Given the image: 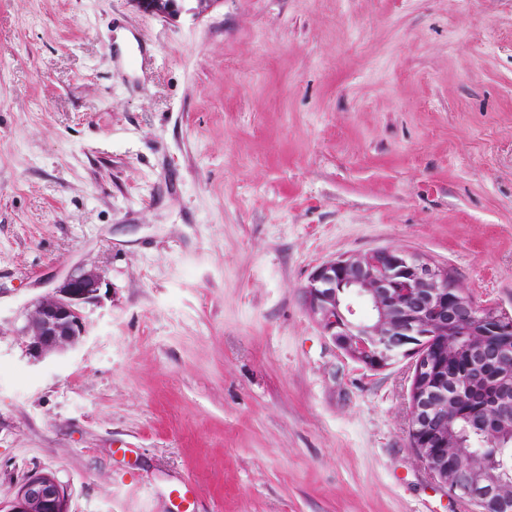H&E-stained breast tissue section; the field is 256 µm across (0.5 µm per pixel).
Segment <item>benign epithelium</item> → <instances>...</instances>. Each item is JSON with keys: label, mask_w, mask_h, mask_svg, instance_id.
<instances>
[{"label": "benign epithelium", "mask_w": 512, "mask_h": 512, "mask_svg": "<svg viewBox=\"0 0 512 512\" xmlns=\"http://www.w3.org/2000/svg\"><path fill=\"white\" fill-rule=\"evenodd\" d=\"M145 12L175 16L182 0H135ZM103 283L95 268L80 269L35 302L22 328L35 358L74 347L85 333L83 310L99 300ZM358 298L370 318L356 322L350 297ZM305 302L335 346L371 370L412 358L409 436L420 461L452 495L480 512H512V498L500 493L495 471L512 465L497 438L512 432V315L480 305L433 261L396 248L361 256L338 257L319 265L305 285ZM456 331L476 337L469 368L491 374L482 413L469 416L470 428L485 443L470 454L445 453L450 440L449 413L459 410L467 379L448 360V336ZM8 512H68L58 480L33 473L20 484Z\"/></svg>", "instance_id": "7a95c632"}]
</instances>
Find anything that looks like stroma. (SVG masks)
<instances>
[{
    "label": "stroma",
    "instance_id": "stroma-1",
    "mask_svg": "<svg viewBox=\"0 0 512 512\" xmlns=\"http://www.w3.org/2000/svg\"><path fill=\"white\" fill-rule=\"evenodd\" d=\"M380 248L512 313V0H0V506L37 472L68 512H477L410 444L409 360L307 309ZM103 276L96 268L69 275L52 296L35 302L22 333L35 358L74 347L85 333L83 310L99 300Z\"/></svg>",
    "mask_w": 512,
    "mask_h": 512
}]
</instances>
